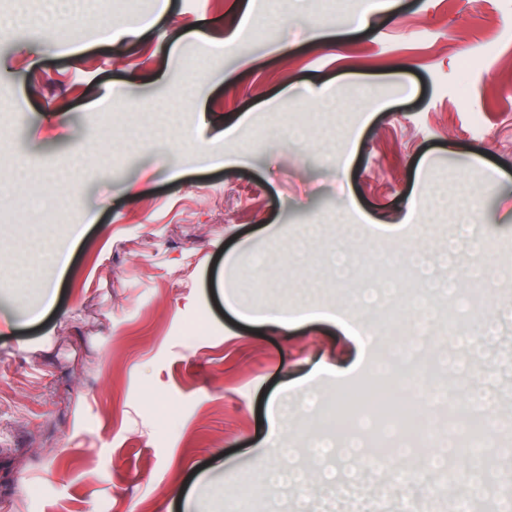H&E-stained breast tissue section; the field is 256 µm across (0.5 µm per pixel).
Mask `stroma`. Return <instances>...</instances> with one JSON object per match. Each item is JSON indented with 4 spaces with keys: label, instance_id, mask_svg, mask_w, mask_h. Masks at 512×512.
I'll use <instances>...</instances> for the list:
<instances>
[{
    "label": "stroma",
    "instance_id": "stroma-1",
    "mask_svg": "<svg viewBox=\"0 0 512 512\" xmlns=\"http://www.w3.org/2000/svg\"><path fill=\"white\" fill-rule=\"evenodd\" d=\"M368 4L280 0L272 15L266 0H170L160 17L143 0L152 27L112 41L100 32L123 19L124 0H66L54 13L46 0H0V141L13 148L0 185L42 205L26 223L0 199V257L37 270L0 281V512H182L188 499L195 512H415L393 472L424 460L421 446L380 469L361 463L359 502L339 499L334 482L301 498L260 480L275 462L264 450L273 411L280 445L313 472L314 441L362 427L368 447L390 442L349 410L326 421L337 390L370 392L373 373L313 383L316 406L301 409L297 385L316 360L356 355L340 325L282 329L259 314L336 308L373 359L372 311L354 298L411 282L431 293L436 357L449 317L512 296L496 273L512 267V219L478 228L489 269L479 298L468 248L446 269L405 261L445 248L464 202L512 209V0H396L364 30L335 23ZM230 33L239 50L225 48ZM359 84L372 106L358 104ZM323 85L337 108L307 106L308 87ZM186 89L214 127L163 125L160 105ZM113 90L129 101L125 121L108 119ZM350 200L364 223L341 217ZM71 224L81 234L51 271L27 246L62 241ZM48 279L56 302L27 322ZM489 348L512 354L511 315L466 356L462 378L494 382L492 417L512 416V363L491 364ZM431 372L447 401L427 411L459 415L462 378ZM210 477L223 478V496Z\"/></svg>",
    "mask_w": 512,
    "mask_h": 512
}]
</instances>
